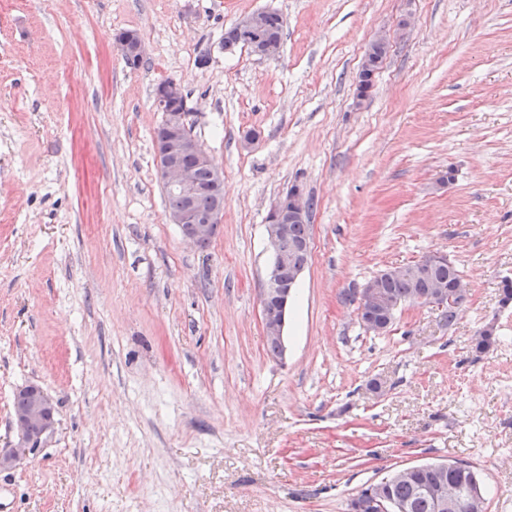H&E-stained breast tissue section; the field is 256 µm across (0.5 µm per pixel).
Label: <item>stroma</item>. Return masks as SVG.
I'll return each instance as SVG.
<instances>
[{
  "mask_svg": "<svg viewBox=\"0 0 512 512\" xmlns=\"http://www.w3.org/2000/svg\"><path fill=\"white\" fill-rule=\"evenodd\" d=\"M257 10L285 18L279 54H225V29ZM123 30L142 40L139 68L114 49ZM166 79L224 174L204 249L169 223L155 166ZM294 186L314 201L313 252L280 359L261 320L266 216ZM433 251L469 289L455 325L408 304L386 333L365 331L345 294ZM507 277L512 0L0 12V447L17 438L22 387L57 410L39 447L0 471V512H348L365 485L448 460L480 473L487 512H512ZM489 323L498 341L477 352ZM369 56H364L361 70L359 73L358 80V90L359 97L364 96L370 88H366L368 79H365L363 73L364 71H370V80L372 81L375 74L378 72L380 67L376 63H373L371 60L379 59L381 57L386 56L387 50L380 44L372 42L367 50ZM371 59V60H370Z\"/></svg>",
  "mask_w": 512,
  "mask_h": 512,
  "instance_id": "obj_1",
  "label": "stroma"
}]
</instances>
